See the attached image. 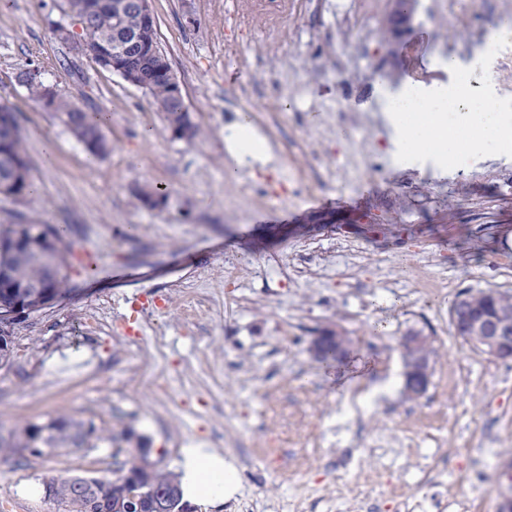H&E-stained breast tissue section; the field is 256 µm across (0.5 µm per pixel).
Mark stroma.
<instances>
[{"instance_id": "stroma-1", "label": "stroma", "mask_w": 512, "mask_h": 512, "mask_svg": "<svg viewBox=\"0 0 512 512\" xmlns=\"http://www.w3.org/2000/svg\"><path fill=\"white\" fill-rule=\"evenodd\" d=\"M247 0H153L157 41L176 73L193 120L194 140L173 136L151 96L75 54L54 35L63 0H0V104L17 113L36 195L0 194V223L63 224L66 292L16 328L37 371L26 362L0 367V430L59 416L145 436L151 457L176 472L183 448L220 451L237 470L236 497L253 512H278L300 493L295 477L270 478L260 461L263 434L278 429L312 487L335 490L327 464L333 442L411 431L414 457L398 448L367 459L369 470L403 482L432 503L449 494L500 512L512 499V360L473 350L453 334L448 309L466 288L512 291V157L478 158L440 175L399 165L382 117L386 98L405 84L453 79L446 62L467 63L487 43H468L460 17L492 28L512 0H416L412 26L389 38L394 0H287L253 28ZM35 63L46 83L88 113L100 114L112 145L91 158L61 114L32 101L16 75ZM258 94L241 98L244 88ZM247 112L288 136V158L310 163L316 185L298 198L250 199L239 185L261 180L266 161H240L224 138L225 119ZM162 188L150 207L140 191ZM269 260L266 276L242 272L236 304L225 306L219 281L233 266ZM435 293L421 292L425 280ZM165 289L167 309L147 317L152 370L171 383L168 422L147 385L125 384L122 365L136 346L111 338L82 340L79 312L107 299L121 312L144 292ZM199 298L194 334L180 321L183 299ZM351 343L334 370L308 346L327 328ZM423 331L433 355L423 397L408 399L402 340ZM394 377L390 393L354 428L334 432L346 403L344 380L358 389ZM450 386H443V377ZM74 384L65 403L57 380ZM131 444L71 448L0 461V497L13 512H57L48 476L112 477ZM442 479L422 484L434 459Z\"/></svg>"}]
</instances>
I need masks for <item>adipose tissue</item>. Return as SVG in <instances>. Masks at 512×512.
Here are the masks:
<instances>
[{
  "label": "adipose tissue",
  "mask_w": 512,
  "mask_h": 512,
  "mask_svg": "<svg viewBox=\"0 0 512 512\" xmlns=\"http://www.w3.org/2000/svg\"><path fill=\"white\" fill-rule=\"evenodd\" d=\"M179 471L183 495L190 500L206 504L231 497L236 490L232 464L214 449H186Z\"/></svg>",
  "instance_id": "1"
}]
</instances>
